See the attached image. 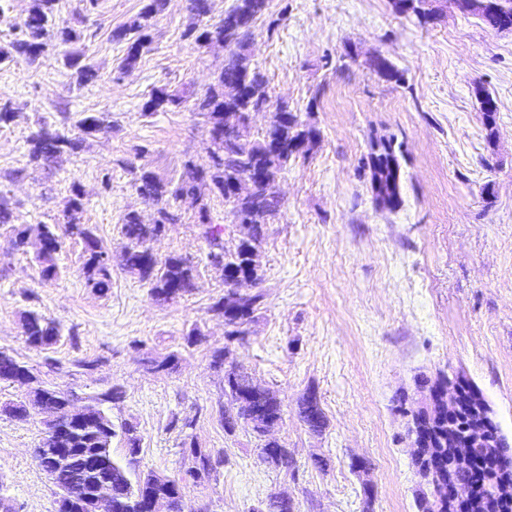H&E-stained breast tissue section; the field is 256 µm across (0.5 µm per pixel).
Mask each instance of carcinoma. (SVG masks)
<instances>
[{"label": "carcinoma", "mask_w": 512, "mask_h": 512, "mask_svg": "<svg viewBox=\"0 0 512 512\" xmlns=\"http://www.w3.org/2000/svg\"><path fill=\"white\" fill-rule=\"evenodd\" d=\"M403 12L413 14L422 24H434L441 14L434 9L432 0H403ZM59 0H33L28 15L20 24L22 37L0 46V62L5 60L32 63L44 48L53 45H71L80 39V33L69 26L57 23ZM269 0H235L234 6L224 13L220 23L208 25L204 19L211 12L210 0H189L190 21L184 30V37L199 49L214 33L224 38L227 55L224 66L217 73L214 83L194 99V110L204 115L210 124L214 137L208 148V162L198 165L192 161L185 164L184 173L176 182L161 178L154 170L144 166L135 180L138 194L158 206V218L152 224L142 223L139 215L129 212L125 215L121 234L125 239L124 270L147 283L152 297L159 302H169L173 296L181 297L196 288L198 271L187 258L169 255L157 262L148 254L151 242L164 231L165 225L177 223V216L170 211L179 199L196 194L198 184L209 182L214 194L221 197L241 224V235L234 252H229L224 241L205 237L211 262L222 257L227 272L243 271L252 250L261 246L265 228L279 214L282 203L277 192V183L288 169V164L300 157H306L313 149L318 130L302 120L301 116L288 110L281 103L273 105L265 74L251 63L250 46L253 40V23L265 13ZM165 7V0H147L137 18L112 32V38L126 45L123 67L132 68L143 54L150 50L148 34L150 21ZM488 26L512 27V0H491V5L478 14ZM67 65L73 70L76 84L83 85L97 77L93 67L83 62V55H67ZM369 67L380 76L400 82L403 75L384 57L369 61ZM477 98L492 103V108L483 110L488 127H493L498 112L496 99L481 85L475 86ZM185 98L166 89H157L143 103L141 111L151 115L160 110L177 108ZM274 108L268 127L258 136L251 135L248 125L249 113ZM69 116L62 115L61 122L43 121L27 137V161L32 165L50 166L65 151L82 147L85 138H71L61 131ZM77 127L86 135L101 133L110 128L100 113H86L77 121ZM362 168L369 170L370 185L378 205L393 210L401 203V169L395 145L392 141H379L371 145ZM253 172L261 178L257 200L248 197H234L235 185L242 175ZM84 208L83 195L78 188L72 189L63 211V221L68 235L83 243L84 262L82 274L88 287L97 291L109 288L112 280V265L100 260L106 253L102 242L94 232L80 221ZM44 246L36 252V261L41 275L51 280L57 275V255L61 250V239L55 227L43 224L37 228ZM262 301V294L254 293L239 300L229 301L221 297L211 306V311L234 314L224 320L226 336L230 339L245 334V326L255 319ZM22 327L26 341L43 348L55 344L60 337L56 323L39 314L27 312L22 316ZM224 396L228 405L222 410L224 430L233 431L244 424L263 437L264 428L281 421L283 405L271 388L263 386L242 367L235 365L224 369ZM299 416L308 429L321 432L326 426L325 415L315 393L310 392L299 403ZM110 434L99 438L101 427L97 423H86L78 429L62 447L78 448L72 468L59 474L56 489L75 482V477L92 470L94 465L90 449H101L100 455L112 461V512H141L135 499L141 493L158 496L170 494L171 489L156 484L155 473L136 469L140 442L129 438L135 431L130 425L116 426L110 416H104ZM170 427L185 434L183 457L189 461L184 476L179 478L178 493H183L186 482L200 483L218 472L224 464V457L197 446L193 436L186 430L193 428V421L177 419ZM123 436L127 451L125 461L112 457V440ZM435 447L440 449L432 458L435 468L444 465L447 437L442 426L432 429ZM492 447L498 455L507 460L512 456V446L496 432L485 435V443L475 449L478 457L484 448ZM261 462L288 473L294 471L293 457L282 443L275 438L264 437L259 454ZM291 500L271 496L267 501L251 509V512H293Z\"/></svg>", "instance_id": "obj_1"}]
</instances>
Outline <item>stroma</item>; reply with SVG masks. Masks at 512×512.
<instances>
[{
  "instance_id": "stroma-1",
  "label": "stroma",
  "mask_w": 512,
  "mask_h": 512,
  "mask_svg": "<svg viewBox=\"0 0 512 512\" xmlns=\"http://www.w3.org/2000/svg\"><path fill=\"white\" fill-rule=\"evenodd\" d=\"M146 0H60L58 16L81 32L77 50L97 72L85 86L71 78L64 49L37 64H0V100L17 103L0 127V194L14 221L56 225L72 185L84 194L83 223L108 248L112 281L105 292L81 276L83 245L64 237L59 276L42 280L34 253L17 251L0 227V349L25 362L38 383L85 396L113 387L114 423L132 424L138 467L176 475L184 435L171 420L190 419L199 444L224 455L210 480L187 484L184 512H250L284 493L296 512H419L428 489L412 457L411 413L422 378L460 373L489 403L512 441V31L501 32L454 0H437L441 19L424 26L395 12L392 0H270L253 28L252 60L269 80L273 102L287 103L320 131L309 158L291 163L278 183L282 207L260 246L263 299L244 337L230 340L212 305L224 294V269L207 258L199 222L208 206L238 232L208 183L178 201V223L151 246L199 269L198 287L181 298L154 300L123 269L121 224L130 211L152 223L154 209L137 194L138 168L179 179L186 161L204 163L210 126L189 107L143 115L151 90L203 92L226 50L194 49L183 32L188 0H167L148 30L149 52L122 68V44L111 32L134 19ZM387 58L403 82L368 65ZM498 103L486 128L475 85ZM105 112L107 132L51 167L27 162L26 139L37 118ZM375 138L394 139L402 170L401 204L380 207L361 171ZM109 184H102V177ZM34 310L59 323L47 349L29 345L21 316ZM199 329L201 343L185 336ZM222 351L274 390L283 417L273 435L298 467L287 477L259 459L261 441L246 426L224 430ZM175 355L173 369L151 372L150 355ZM93 362L92 370L82 362ZM316 393L326 417L311 432L298 414ZM42 417L0 413V495L13 512H56V489L32 454ZM325 468H316L314 458ZM367 461L353 471V459Z\"/></svg>"
}]
</instances>
